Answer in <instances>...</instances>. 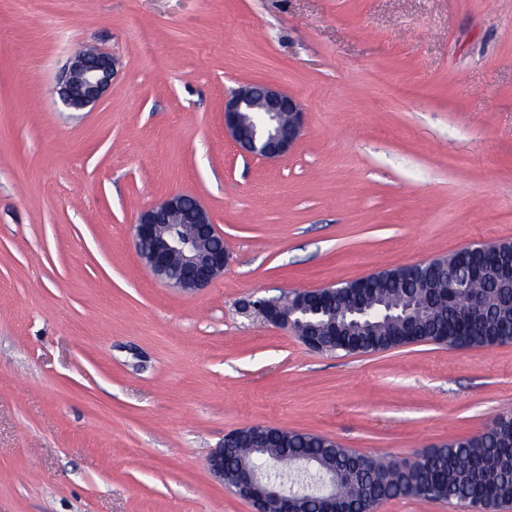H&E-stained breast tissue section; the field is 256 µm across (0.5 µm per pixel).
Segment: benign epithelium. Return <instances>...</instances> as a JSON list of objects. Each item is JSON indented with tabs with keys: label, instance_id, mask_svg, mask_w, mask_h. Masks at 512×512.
Here are the masks:
<instances>
[{
	"label": "benign epithelium",
	"instance_id": "7a95c632",
	"mask_svg": "<svg viewBox=\"0 0 512 512\" xmlns=\"http://www.w3.org/2000/svg\"><path fill=\"white\" fill-rule=\"evenodd\" d=\"M112 57L104 52L79 51L58 79V95L62 105L72 110L96 106L112 84ZM247 112L285 114L287 120L264 133L246 128L241 116ZM224 125L229 137L240 150L270 161L288 155L303 134L304 115L299 102L278 87L267 83H247L232 90L224 98ZM186 195L173 194L143 210L135 227L137 251L147 269L160 281L184 292L202 290L224 273L231 255L224 246L214 243L224 239L212 223L209 212L193 200L194 215L185 217ZM335 286L316 288L310 298L320 308L332 306ZM267 322L284 329L294 327L292 318L284 316L279 298H261L247 303ZM342 336V322L334 320L325 332L308 327L302 333L303 343L311 349L324 348L323 335ZM209 469L224 479V447L213 450ZM236 494L251 503L254 512H296V498L280 493L263 479V471L251 465L236 473Z\"/></svg>",
	"mask_w": 512,
	"mask_h": 512
}]
</instances>
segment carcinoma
I'll use <instances>...</instances> for the list:
<instances>
[{
  "label": "carcinoma",
  "instance_id": "obj_1",
  "mask_svg": "<svg viewBox=\"0 0 512 512\" xmlns=\"http://www.w3.org/2000/svg\"><path fill=\"white\" fill-rule=\"evenodd\" d=\"M511 242L485 246L473 245L412 268L382 270L359 283L368 289L367 298L381 312L363 325H350L354 342L344 347L327 339L325 350L347 352L385 351L404 345L396 335L397 326L386 315H400L412 307L420 309L418 320L424 335L414 342H434L450 347L478 348L512 343V310L497 308L501 293L491 279H479L471 288L448 294V268L456 267V279L472 270H488L507 256ZM435 284V302L421 304L423 282ZM284 309L298 310L295 317L304 322H319L323 315L297 292L284 303ZM232 451L226 457L224 479L235 483L236 471L244 461L273 459L280 471L273 480L283 489L302 493L304 512H319L321 495L316 479L327 471L341 474L336 505L344 512H374L377 505L397 498L419 497L468 504L481 512H498L512 505V414L494 418L479 435L450 441L418 454L407 464L385 463L344 448L324 434L271 430L263 445L254 442L247 430H241L227 442ZM312 461L314 479L292 483L287 474L299 473L300 461Z\"/></svg>",
  "mask_w": 512,
  "mask_h": 512
}]
</instances>
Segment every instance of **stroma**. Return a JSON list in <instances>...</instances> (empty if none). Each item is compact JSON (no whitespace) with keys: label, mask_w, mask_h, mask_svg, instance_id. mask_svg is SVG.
Listing matches in <instances>:
<instances>
[{"label":"stroma","mask_w":512,"mask_h":512,"mask_svg":"<svg viewBox=\"0 0 512 512\" xmlns=\"http://www.w3.org/2000/svg\"><path fill=\"white\" fill-rule=\"evenodd\" d=\"M117 61L65 109L80 47ZM304 108L277 161L224 97ZM195 197L231 263L185 293L134 225ZM512 241V0H0V512H251L254 425L408 463L512 412V344L315 351L244 305ZM247 112L286 114L288 118L264 133L246 127L241 116ZM224 125L243 153L275 161L288 155L297 144L303 134L304 115L299 102L278 87L247 83L224 98Z\"/></svg>","instance_id":"1"}]
</instances>
